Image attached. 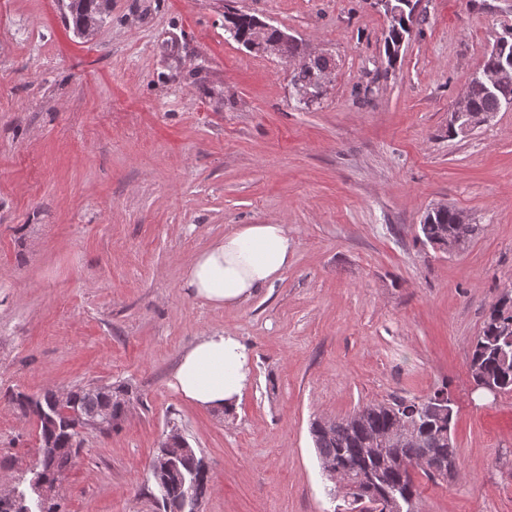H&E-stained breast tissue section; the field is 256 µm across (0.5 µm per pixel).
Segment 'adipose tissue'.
<instances>
[{"label": "adipose tissue", "mask_w": 512, "mask_h": 512, "mask_svg": "<svg viewBox=\"0 0 512 512\" xmlns=\"http://www.w3.org/2000/svg\"><path fill=\"white\" fill-rule=\"evenodd\" d=\"M296 243L284 224H239L193 255L185 283L216 307L237 306L278 280ZM249 378V355L230 333L200 336L180 357L171 382L184 399L216 412L236 407Z\"/></svg>", "instance_id": "obj_1"}]
</instances>
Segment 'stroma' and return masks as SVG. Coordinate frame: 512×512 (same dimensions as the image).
<instances>
[{"instance_id":"35a3bbf8","label":"stroma","mask_w":512,"mask_h":512,"mask_svg":"<svg viewBox=\"0 0 512 512\" xmlns=\"http://www.w3.org/2000/svg\"><path fill=\"white\" fill-rule=\"evenodd\" d=\"M247 13L329 56L301 107L287 63L224 29ZM82 38L61 0H0V480L27 488L34 418L11 395L127 384L118 428L82 434L60 512H159L170 428L202 457L199 512H359L310 425L391 396L454 401L458 475L414 471L417 512H512V392L473 387L472 345L512 287V110L448 115L512 0H419L388 62L373 0H106ZM445 204L483 233L449 255L419 226ZM239 224H285L273 286L216 307L185 264ZM246 346L230 414L168 385L205 332Z\"/></svg>"}]
</instances>
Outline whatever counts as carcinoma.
Listing matches in <instances>:
<instances>
[{
	"instance_id": "cac0c4a2",
	"label": "carcinoma",
	"mask_w": 512,
	"mask_h": 512,
	"mask_svg": "<svg viewBox=\"0 0 512 512\" xmlns=\"http://www.w3.org/2000/svg\"><path fill=\"white\" fill-rule=\"evenodd\" d=\"M402 11L389 18L385 37V54L389 62L397 60L398 44L409 35V23L414 7L401 4ZM66 9L74 31L81 37H88L103 23L102 0H68ZM228 25L235 28L233 39L247 50L259 53L247 40L248 33L256 18L245 13H231L226 17ZM501 54L487 55L482 69L494 70L500 64L512 59V32L497 38ZM331 65L325 56L310 61L308 67L294 73L293 83L306 86ZM468 100L471 110L476 113H494L501 110L504 100H512V81L501 84L494 92L488 91L477 79H471ZM471 241L483 231L481 224H469L461 214L449 209L425 216L420 232L423 242L440 249L448 246L447 233ZM512 324V297L504 294L494 303L486 316L483 328L475 340L470 358V372L475 382L492 381L505 392L512 391V334L505 329ZM128 392L119 384L106 385L93 391L79 388L72 392L70 408L84 418L111 423L122 419L123 404L118 397ZM54 394L46 393L33 399L19 394L15 398L17 407L28 412L30 406L50 413L56 421L52 429L41 430V447L37 467L42 477L53 481L62 476L74 463L77 447V428L80 420L70 416L53 401ZM440 393L425 398H399L391 402L371 403L340 420H316L310 432L318 457L323 462H336V465L353 474L361 471L379 470L382 485L385 487L402 485L400 503L411 505L417 495L413 475L407 466L415 460L439 455L459 466L456 449L450 438L453 415H440L437 412ZM410 425L408 435L394 437V432L403 424ZM195 473L196 486L193 492L201 499L208 490V472L202 459L197 455L182 458L179 468L153 475L162 501L164 512H179L185 480Z\"/></svg>"
}]
</instances>
